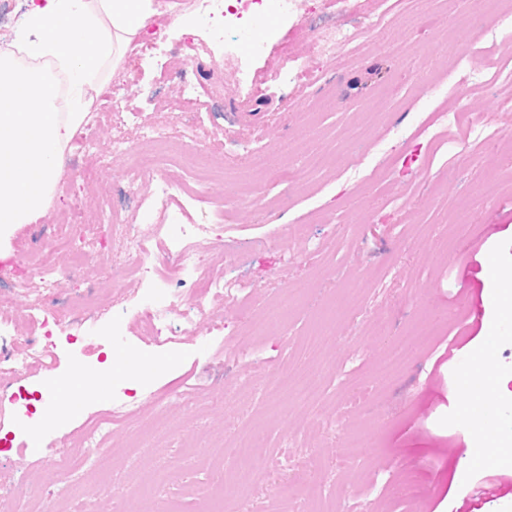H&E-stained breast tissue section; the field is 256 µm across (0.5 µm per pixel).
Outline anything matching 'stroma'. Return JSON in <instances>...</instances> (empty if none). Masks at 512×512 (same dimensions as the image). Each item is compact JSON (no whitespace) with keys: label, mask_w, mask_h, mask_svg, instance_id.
<instances>
[{"label":"stroma","mask_w":512,"mask_h":512,"mask_svg":"<svg viewBox=\"0 0 512 512\" xmlns=\"http://www.w3.org/2000/svg\"><path fill=\"white\" fill-rule=\"evenodd\" d=\"M155 5L159 15L127 62L103 67L110 78L101 92L129 106L126 122L90 114L77 131L104 163L92 172L85 157L65 158L55 206L11 239L15 263L32 265L38 248H55L60 270L75 274L51 303L40 288L0 280L14 352L33 351L46 317L72 321L73 336L58 337L47 368L0 379V393L42 399L0 412V512H62L80 494L86 512H462L482 475L470 464L480 443L495 445L494 464L512 471V329L472 330L456 316L463 297L499 291L482 268L486 254L512 262V193L498 189L512 149L489 142L445 168L421 123L462 107L489 129L512 131L503 109L512 102V37H485L506 0H402L381 27L371 24L381 0H304L277 18L257 52L242 33L210 40L188 0ZM333 24L356 29L349 54L323 53ZM462 53L470 59L463 98L454 68ZM181 58L187 104L171 80ZM161 119L181 135L171 174L195 171L215 194L277 203L235 205L212 235L215 250L237 253L216 277L246 280L250 293L232 304L214 296L192 329L172 314L155 338L141 321L161 295L146 282H113L110 223L211 221L206 204L180 192L164 215L128 196L141 127ZM116 137L129 153L113 155ZM285 141L296 147L288 157ZM245 149L265 168L247 166ZM78 196L86 232L60 242L56 217ZM392 196L408 198L406 211L386 206ZM84 250L92 262L75 265ZM422 324L431 334L402 371L381 375L388 343ZM453 344L492 369V417L465 423ZM127 352L155 361L156 371L145 379L124 371ZM77 374L89 379L84 409L57 415L47 393ZM305 379L315 390L306 402L293 392ZM358 393L362 407L350 408ZM118 404L132 413L108 442L113 469L62 479L59 449L80 443L88 423ZM251 435L276 471L243 475L221 456L222 445ZM356 437L367 453L353 464L345 448Z\"/></svg>","instance_id":"stroma-1"}]
</instances>
